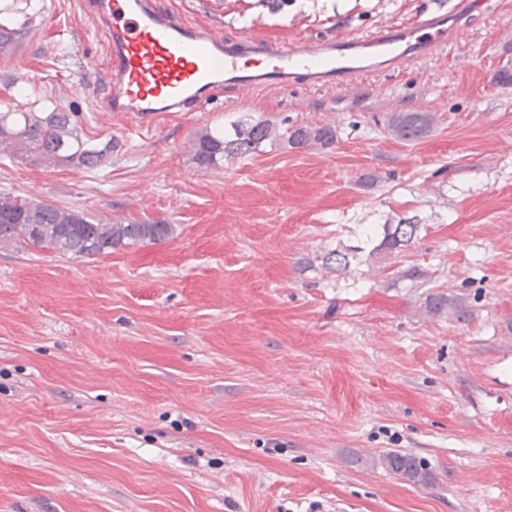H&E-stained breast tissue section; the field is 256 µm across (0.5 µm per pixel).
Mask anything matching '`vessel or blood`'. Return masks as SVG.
I'll list each match as a JSON object with an SVG mask.
<instances>
[{"mask_svg": "<svg viewBox=\"0 0 512 512\" xmlns=\"http://www.w3.org/2000/svg\"><path fill=\"white\" fill-rule=\"evenodd\" d=\"M109 39L98 83L87 86L100 111L148 120L188 112L223 87L288 92L297 82L344 91L362 82L370 59L384 66L430 57L448 42L449 15L475 16L485 0H450L406 24H384L367 37L296 41L277 48L258 37L227 40L165 12L157 0H85Z\"/></svg>", "mask_w": 512, "mask_h": 512, "instance_id": "1", "label": "vessel or blood"}]
</instances>
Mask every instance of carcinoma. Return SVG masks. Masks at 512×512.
<instances>
[{
  "mask_svg": "<svg viewBox=\"0 0 512 512\" xmlns=\"http://www.w3.org/2000/svg\"><path fill=\"white\" fill-rule=\"evenodd\" d=\"M0 20V51L26 33L28 21L16 23L5 16ZM434 116L429 112H400L391 119L394 134L414 141L430 133ZM336 127L290 125L288 118L243 119L230 128L207 127L190 143L192 160L203 171L216 169L226 160L244 159L276 142L291 148L318 146L331 148L336 142ZM116 145L82 136L78 116L54 107L48 112H0V153L9 152L36 164L90 170L105 164ZM419 225L409 218L389 221L370 230L378 236L370 253L398 256L413 242ZM173 225L163 220L129 224H99L86 215L61 208L45 200L0 195V246L20 245L73 258H94L110 254L123 246L156 244L173 235ZM350 254L334 249L326 254L322 266L330 273H343L350 267ZM384 469L415 484L431 483L432 475L416 457L400 450L383 454Z\"/></svg>",
  "mask_w": 512,
  "mask_h": 512,
  "instance_id": "carcinoma-1",
  "label": "carcinoma"
}]
</instances>
